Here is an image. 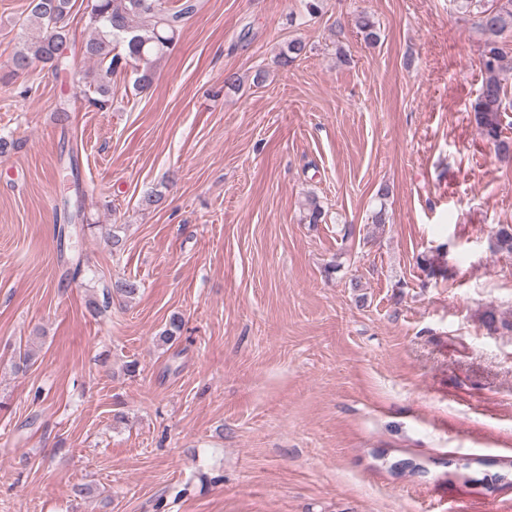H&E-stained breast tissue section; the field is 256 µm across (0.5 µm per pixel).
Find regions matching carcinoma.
I'll use <instances>...</instances> for the list:
<instances>
[{
	"mask_svg": "<svg viewBox=\"0 0 512 512\" xmlns=\"http://www.w3.org/2000/svg\"><path fill=\"white\" fill-rule=\"evenodd\" d=\"M74 6L75 0H29L26 28L35 30L36 35L15 52L14 73L24 74L37 63L57 73L69 70L66 48ZM461 7L474 14L476 25L485 36L481 55L483 79L471 103V116L483 137L494 146L496 155L509 160L512 159V138L504 134V127L512 102L508 100L501 78L508 52L500 37L512 30V0H496L494 4L488 0H461ZM196 12V0H184L177 10L167 8L166 0H91L88 12L91 35L83 46V54L93 67L82 73L81 82L92 89L93 104L101 109L109 106L112 80L131 61L143 64L137 69L134 88L140 93L150 90L155 79L153 63L169 53L177 33ZM358 28L368 45L379 42L375 23L368 16L359 17ZM305 52L303 41L291 40L279 54L280 63L290 65ZM302 208L307 223L323 221L325 212L317 197H306ZM494 245L499 252L512 253L511 224L499 225ZM138 292V281L121 278L112 283L106 296L128 300ZM182 329L183 319L173 315L159 340L165 344L172 342Z\"/></svg>",
	"mask_w": 512,
	"mask_h": 512,
	"instance_id": "1",
	"label": "carcinoma"
}]
</instances>
